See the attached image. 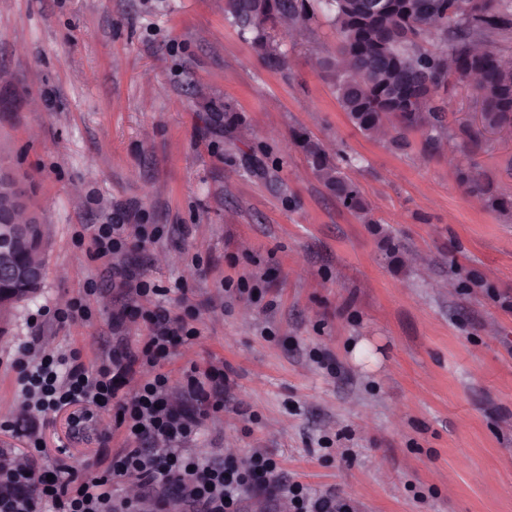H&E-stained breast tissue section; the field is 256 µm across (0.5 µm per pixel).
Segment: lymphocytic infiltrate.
<instances>
[{
    "label": "lymphocytic infiltrate",
    "instance_id": "f902f5d3",
    "mask_svg": "<svg viewBox=\"0 0 512 512\" xmlns=\"http://www.w3.org/2000/svg\"><path fill=\"white\" fill-rule=\"evenodd\" d=\"M161 236L159 225L115 217L75 230V242L89 244L102 276L124 298L113 326L135 322L144 334L135 341L118 339L92 360L78 346L46 351L37 335L17 346L10 368L21 416L1 421L0 431L21 435L24 446L0 448V512H144L141 500L115 498L120 480L130 476L155 489L156 512H165L172 499L189 512H242L246 492L286 503L289 512H354L338 493L318 494L288 477L268 451H254L242 462L194 453L203 420L224 410L229 380L223 368L193 361L183 370L181 390L170 387L165 366L179 345L199 336V308L189 304L177 313L149 306L160 286L123 262L131 248ZM100 292L98 280L87 279L51 311V322L59 328L90 323L91 302ZM62 412L75 431L111 413L110 428L98 435L94 467L78 469L63 446L50 457L43 429L50 415ZM117 434L123 438L118 449L112 446Z\"/></svg>",
    "mask_w": 512,
    "mask_h": 512
}]
</instances>
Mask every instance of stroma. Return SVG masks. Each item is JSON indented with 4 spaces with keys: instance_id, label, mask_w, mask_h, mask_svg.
I'll return each mask as SVG.
<instances>
[{
    "instance_id": "obj_1",
    "label": "stroma",
    "mask_w": 512,
    "mask_h": 512,
    "mask_svg": "<svg viewBox=\"0 0 512 512\" xmlns=\"http://www.w3.org/2000/svg\"><path fill=\"white\" fill-rule=\"evenodd\" d=\"M272 39L263 62L224 0H0V149L49 226L38 291L0 323V418L18 407L4 364L42 333L49 348L115 342L116 290L89 324L35 328L101 270L79 224L128 213L161 224L131 271L200 304L201 335L169 364L223 363L226 407L198 455L272 453L288 476L356 512H512V219L475 205L473 165L512 196V128L483 129L450 77L443 123L476 144L397 148L349 121L319 62L325 19ZM360 189L364 224L323 184L296 132ZM265 278V304L225 279Z\"/></svg>"
}]
</instances>
